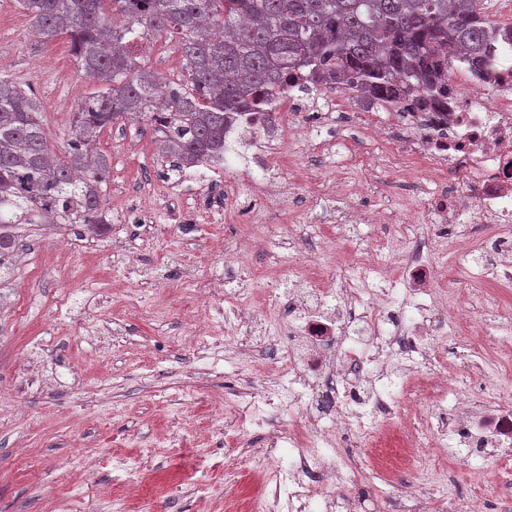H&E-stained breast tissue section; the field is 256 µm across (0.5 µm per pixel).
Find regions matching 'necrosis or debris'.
<instances>
[{
	"mask_svg": "<svg viewBox=\"0 0 512 512\" xmlns=\"http://www.w3.org/2000/svg\"><path fill=\"white\" fill-rule=\"evenodd\" d=\"M491 54L495 67L478 77L456 58L447 96L427 110L346 89L304 108L288 93L268 105L270 121L257 117L244 127L245 140L265 144L248 165L252 192L279 211L288 199L267 174L296 151V115L304 109L320 125L351 114L378 133L386 157L414 160L438 179L418 215L406 208L385 215L400 228L392 239L359 242L340 256L338 277L323 276L309 255L279 252L282 233L271 230L230 251L238 264L261 245L290 273L284 292L267 294L264 312L233 295L226 278L204 291L223 306L227 337L245 328L263 341L288 333L281 373L266 376L241 409L244 422L255 424L276 407L290 414L283 446L257 463L273 512H367L381 499L396 512H481L483 497L444 494L427 478L405 487L392 475L417 462L421 448L443 460L512 457V401L462 399L466 370L512 351V310L493 290L461 298L445 287L448 254L460 268L476 265L512 285V40L496 41ZM417 219L447 230L411 238L407 229ZM479 224L484 232H476ZM465 336H490L494 344L460 370L448 365L446 349ZM349 434L369 446L366 466L343 452Z\"/></svg>",
	"mask_w": 512,
	"mask_h": 512,
	"instance_id": "4bbe7bcc",
	"label": "necrosis or debris"
}]
</instances>
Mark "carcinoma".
<instances>
[{
    "instance_id": "cac0c4a2",
    "label": "carcinoma",
    "mask_w": 512,
    "mask_h": 512,
    "mask_svg": "<svg viewBox=\"0 0 512 512\" xmlns=\"http://www.w3.org/2000/svg\"><path fill=\"white\" fill-rule=\"evenodd\" d=\"M33 33L62 34L98 90L72 115L68 150L50 154L42 109L0 77V270L19 224L98 221L107 158L97 134L120 117H148L162 151L181 169L224 153V125L286 93L291 70L329 75L416 108L447 92L450 50L472 68L512 27L490 20L478 0H17ZM175 36L186 85L158 102V79L131 54L135 44Z\"/></svg>"
}]
</instances>
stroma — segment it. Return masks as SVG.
<instances>
[{
    "instance_id": "stroma-1",
    "label": "stroma",
    "mask_w": 512,
    "mask_h": 512,
    "mask_svg": "<svg viewBox=\"0 0 512 512\" xmlns=\"http://www.w3.org/2000/svg\"><path fill=\"white\" fill-rule=\"evenodd\" d=\"M148 70L180 81L176 38L140 44ZM0 75L42 105L51 152L68 148L77 102L94 91L70 50L68 36H35L16 0H0ZM149 121L120 119L96 138L110 160L103 193L125 203L150 201L152 223L109 210L104 229L91 224H21L8 274L0 276V512H124L108 489L125 481L112 459L129 458L144 472V512H214L225 483L245 480L248 461L281 435L276 425L248 426L241 445L237 406L262 373L278 371L281 350L252 359L244 344L228 345L224 312L212 309L214 332L196 335L185 312L194 289L224 269V245L242 233L239 218L209 224L223 210L227 185L243 183L235 168L191 196H164L180 173L158 150ZM377 145L353 128L334 158L300 152L284 167L316 180L360 175L370 185L360 206L416 208L419 193L401 169L364 167ZM338 194L303 193L283 217L291 233L319 223L325 210H344ZM70 313H59L61 302Z\"/></svg>"
}]
</instances>
